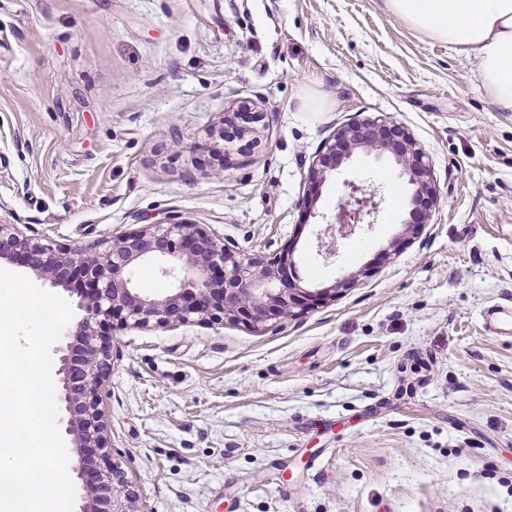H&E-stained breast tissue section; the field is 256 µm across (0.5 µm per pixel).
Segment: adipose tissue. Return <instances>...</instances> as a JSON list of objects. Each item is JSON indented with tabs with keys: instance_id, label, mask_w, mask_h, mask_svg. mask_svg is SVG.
<instances>
[{
	"instance_id": "obj_1",
	"label": "adipose tissue",
	"mask_w": 512,
	"mask_h": 512,
	"mask_svg": "<svg viewBox=\"0 0 512 512\" xmlns=\"http://www.w3.org/2000/svg\"><path fill=\"white\" fill-rule=\"evenodd\" d=\"M386 9L418 31L473 54L479 85L512 112V0H384Z\"/></svg>"
}]
</instances>
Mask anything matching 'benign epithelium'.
<instances>
[{"label":"benign epithelium","mask_w":512,"mask_h":512,"mask_svg":"<svg viewBox=\"0 0 512 512\" xmlns=\"http://www.w3.org/2000/svg\"><path fill=\"white\" fill-rule=\"evenodd\" d=\"M392 159L409 187L407 229L424 224L437 204L426 153L400 123L388 118L348 123L326 140L311 170L313 187L326 180L354 153ZM383 198L376 192L350 197L317 233L318 255L337 256L343 240L365 224L375 223ZM0 259L26 266L54 287L79 298L82 317L69 325L55 374L58 399L65 404V434L78 458L83 482L76 512H135L124 479L96 458L106 447L102 391L111 367L113 321L124 328L177 327L210 319L240 322L255 331L316 305L354 283L342 278L328 288H300L282 274L287 260L250 257L238 245L220 242L197 225L167 218L110 241L80 247H54L23 237L12 224H0ZM160 260L165 276H182L180 286L161 298L142 295L134 286L135 268Z\"/></svg>","instance_id":"obj_1"}]
</instances>
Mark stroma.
I'll return each mask as SVG.
<instances>
[{
    "label": "stroma",
    "mask_w": 512,
    "mask_h": 512,
    "mask_svg": "<svg viewBox=\"0 0 512 512\" xmlns=\"http://www.w3.org/2000/svg\"><path fill=\"white\" fill-rule=\"evenodd\" d=\"M262 113L239 149L225 113ZM403 124L438 203L407 232L394 163L310 195L323 143ZM372 229L317 253L345 180ZM309 207H302V199ZM178 217L303 288L355 282L256 333L116 329L107 454L136 512H512V112L474 56L383 0H0V224L78 247Z\"/></svg>",
    "instance_id": "obj_1"
}]
</instances>
